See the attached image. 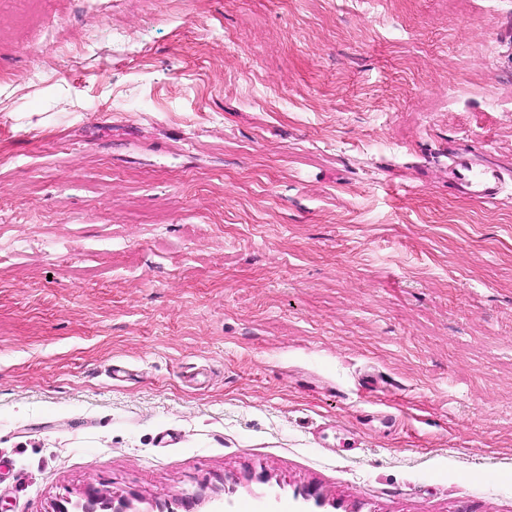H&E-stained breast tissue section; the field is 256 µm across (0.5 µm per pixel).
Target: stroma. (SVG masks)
<instances>
[{
	"mask_svg": "<svg viewBox=\"0 0 512 512\" xmlns=\"http://www.w3.org/2000/svg\"><path fill=\"white\" fill-rule=\"evenodd\" d=\"M90 485L512 512V0H0V512ZM453 176L460 183L469 186L474 197L484 201L493 200L499 193L502 183V175L497 168H475L467 152L456 156Z\"/></svg>",
	"mask_w": 512,
	"mask_h": 512,
	"instance_id": "obj_1",
	"label": "stroma"
}]
</instances>
